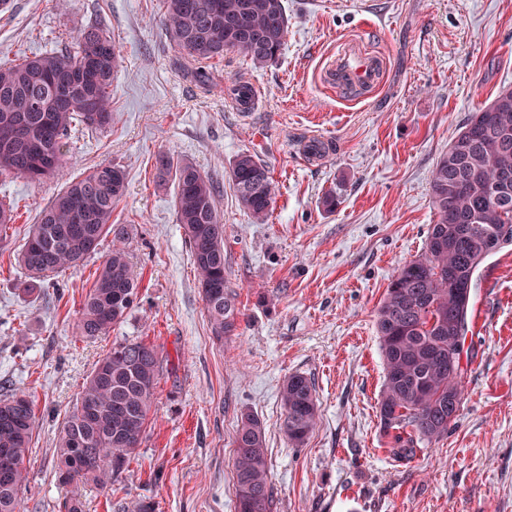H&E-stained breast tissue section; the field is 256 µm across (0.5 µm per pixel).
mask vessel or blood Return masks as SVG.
Returning <instances> with one entry per match:
<instances>
[{
	"instance_id": "vessel-or-blood-1",
	"label": "vessel or blood",
	"mask_w": 512,
	"mask_h": 512,
	"mask_svg": "<svg viewBox=\"0 0 512 512\" xmlns=\"http://www.w3.org/2000/svg\"><path fill=\"white\" fill-rule=\"evenodd\" d=\"M383 70L379 57L350 44L334 56L324 72L325 81L336 89L354 94L378 86Z\"/></svg>"
}]
</instances>
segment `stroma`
Instances as JSON below:
<instances>
[{"instance_id": "stroma-1", "label": "stroma", "mask_w": 512, "mask_h": 512, "mask_svg": "<svg viewBox=\"0 0 512 512\" xmlns=\"http://www.w3.org/2000/svg\"><path fill=\"white\" fill-rule=\"evenodd\" d=\"M0 14V53L34 56L76 46L99 25L120 63L112 125L86 130L70 157L76 177L109 161L126 175L112 220L130 228L136 305L109 335L85 340L78 310L104 254L19 293L18 248L61 187L0 180L16 221L0 239V396L23 391L36 427L23 512H55L60 424L96 361L123 338L168 358L137 455L109 490L85 489L84 512H234L233 439L241 413L266 435L274 512H512V244L478 268L464 344L460 413L447 434L399 459L389 452L379 397L384 365L377 308L397 270L425 251L436 211L440 156L469 115L512 87V0H284L279 60L253 67L238 52L198 66L176 49L161 0H13ZM384 62L378 88L349 95L323 70L345 44ZM259 86L257 108L235 111L239 77ZM329 141L311 158L308 145ZM167 152L214 182L224 216L230 282L243 312L237 335L217 341L176 185L156 176ZM249 153L276 185L254 223L230 169ZM335 191L336 206L322 204ZM301 373L315 387L317 425L300 446L282 432L280 389Z\"/></svg>"}]
</instances>
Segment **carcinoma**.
I'll return each mask as SVG.
<instances>
[{"label": "carcinoma", "mask_w": 512, "mask_h": 512, "mask_svg": "<svg viewBox=\"0 0 512 512\" xmlns=\"http://www.w3.org/2000/svg\"><path fill=\"white\" fill-rule=\"evenodd\" d=\"M162 8L170 40L194 62L238 51L263 67L281 55L288 27L282 0H162ZM118 60L111 37L93 25L73 50L22 59L0 56V176L34 183L62 179L76 123L94 129L112 123ZM156 164L162 180L177 184V220L188 238L212 334L221 342L235 335L241 310L229 284L216 188L188 160L160 154ZM505 171L512 174V88L504 87L470 115L436 164L430 189L438 219L425 252L392 277L377 310L385 368L380 423L386 432L406 431L395 435V456H413L417 445L447 434L458 417L464 372L459 360L471 294L454 292L452 282L473 281L481 262L512 242L488 238V229L512 226V197L496 206L484 204L487 189ZM230 178L240 205L254 222L265 223L275 198L267 165L242 153ZM125 180L124 171L110 161L66 180L18 255L27 275L19 292L29 295L33 283L79 269L101 238L112 234V251L79 310L78 335L86 339L109 334L138 297L127 225L112 223ZM162 373L158 347L142 340L115 342L97 361L58 434L56 474L73 486L72 495L56 504L58 512H83L80 488L105 489L126 469L142 443ZM281 402L286 438L304 444L318 417L311 379L289 376ZM35 423L34 403L25 392L0 398V512H20ZM233 447L235 512H274L265 432L255 415H241Z\"/></svg>", "instance_id": "carcinoma-1"}]
</instances>
